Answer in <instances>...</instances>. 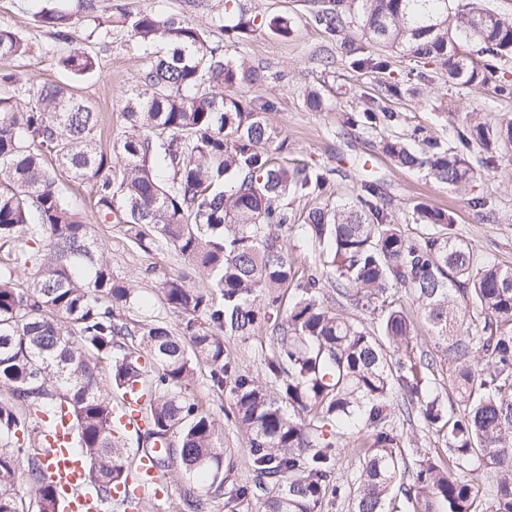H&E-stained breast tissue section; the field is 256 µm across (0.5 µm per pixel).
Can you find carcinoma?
Instances as JSON below:
<instances>
[{"label":"carcinoma","mask_w":512,"mask_h":512,"mask_svg":"<svg viewBox=\"0 0 512 512\" xmlns=\"http://www.w3.org/2000/svg\"><path fill=\"white\" fill-rule=\"evenodd\" d=\"M354 16L369 42L440 61L465 86L488 85L495 66L457 57L453 44L492 60L512 56V17L482 0H327L311 21L338 37ZM34 17L70 39L73 13L60 0H45ZM94 20L127 27L149 57L127 94L129 131L111 147L100 143L98 113L65 86L44 85L23 106L0 95V512H25L21 481L36 512H60L33 443L66 415L92 484L105 496L126 482L112 393L136 385L148 393L137 439L175 456L178 475L223 489L232 463L221 423L191 391L202 371L214 396L229 394L225 416L247 435L252 480L235 497L257 501L258 512H322L352 427L353 512H392L399 495L418 512H512V266L459 239L450 211L417 208L427 231L405 236L377 180L343 204L297 217L288 198L335 189L320 165L276 161L287 143L268 120L269 102L229 93L263 81L260 69L211 46L193 21L119 5ZM253 26L240 14L224 32L238 43ZM28 52L0 27L1 60ZM60 65L85 76L98 60L75 51ZM405 86L380 84L362 112L365 129L386 132L380 147L397 166L463 190L474 166L488 168L512 148V120L480 112L456 129L467 154L420 129L408 143L394 132L398 114L383 105ZM48 158L90 185L100 223L125 225L143 252L165 246L180 257L185 272L163 276L158 290L181 314V330L158 316L132 317L137 288L113 275L92 225L55 187ZM300 219L321 248V266L303 272L283 243ZM192 273L207 286H191ZM352 307L377 314V330L345 316ZM417 318L431 348L415 356L407 348ZM259 329L269 340L263 380L243 371L225 342ZM444 370L456 398L448 407L437 382ZM402 408L441 435L446 451L424 454L410 483L393 422ZM480 470L495 479L486 495L472 478Z\"/></svg>","instance_id":"obj_1"}]
</instances>
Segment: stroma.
Returning <instances> with one entry per match:
<instances>
[{
  "label": "stroma",
  "instance_id": "35a3bbf8",
  "mask_svg": "<svg viewBox=\"0 0 512 512\" xmlns=\"http://www.w3.org/2000/svg\"><path fill=\"white\" fill-rule=\"evenodd\" d=\"M95 12L109 13L112 4L126 9L146 11L162 17H178L201 24L209 32L212 45H223L228 55L263 67L266 78L255 85L236 87L237 95L271 102L268 117L288 140L285 161L317 162L331 171L335 185L333 203H340L359 192L364 181L376 179L382 185L387 210L402 232L417 237L423 227L415 220L417 205L452 211L456 218L455 231L487 260L512 264V149L503 151L494 167L478 169L475 180L464 191H456L438 183L418 170L398 167L382 153L377 133L359 127L343 125V115H359L376 95L383 81L400 78L414 63L402 53L368 46L373 56L384 59L388 67L380 72L353 68L345 52L335 41L314 26L311 13L314 0H234L233 9L244 10L255 19V30L239 44H226L222 31L228 21L225 0H93ZM35 0H0V27L21 35L29 48L28 54L7 62L8 70L17 74L23 87L67 81L59 67L60 56L74 50L89 51L98 57L95 73L76 84V91L90 102L101 118L104 134L120 136L126 129L122 112L125 98L138 71L145 65L143 53L137 49L129 31L120 26L108 29L95 27L89 12L83 11L75 25L73 38L59 42L34 18ZM285 16L293 24L290 36L273 33L267 26L270 18ZM331 49L333 62L318 64L314 57L320 48ZM426 79L419 95H403L389 100V107L398 112V133H410L421 127L443 140L453 137L468 112H481L497 121L512 120V97L494 94L492 88L462 86L448 79V71L440 62L429 60L420 66ZM318 90L328 101L325 112H313L306 106L310 90ZM55 185L67 196L72 208L93 223L102 239L106 256L115 276L130 281L141 295L149 298L148 307L134 310V317L158 315L172 329H179L178 313L160 301L157 276L178 274L183 264L174 252L146 253L133 249L126 228L121 224H100L95 217L94 197L89 187L71 181L60 169H52ZM485 202L483 208L471 207V198ZM155 274H148V267ZM192 390L204 408L223 421V442L233 461V469L219 493H204L195 480L174 482L172 503L164 505L154 497L142 501L146 512H177L176 505L186 494L203 495L206 512H255L251 503L230 506L235 486L252 476L247 440L233 422L224 418L223 409L229 399L214 398L208 391L205 375H198ZM359 467L352 448L339 455L333 482L340 494H328L323 512H351L353 474Z\"/></svg>",
  "mask_w": 512,
  "mask_h": 512
}]
</instances>
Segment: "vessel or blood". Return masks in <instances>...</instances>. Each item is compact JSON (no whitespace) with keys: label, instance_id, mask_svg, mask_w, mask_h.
<instances>
[{"label":"vessel or blood","instance_id":"1","mask_svg":"<svg viewBox=\"0 0 512 512\" xmlns=\"http://www.w3.org/2000/svg\"><path fill=\"white\" fill-rule=\"evenodd\" d=\"M145 399L140 389H133L113 408V419L126 430L143 426L140 406ZM56 442L47 448L49 466L46 477L63 499L64 512H104L102 497L86 478L88 463L68 446L67 423L57 426ZM169 484L167 474L156 463L154 454H139L126 486L118 488L113 497L126 512H134L138 499L145 495L163 498Z\"/></svg>","mask_w":512,"mask_h":512}]
</instances>
